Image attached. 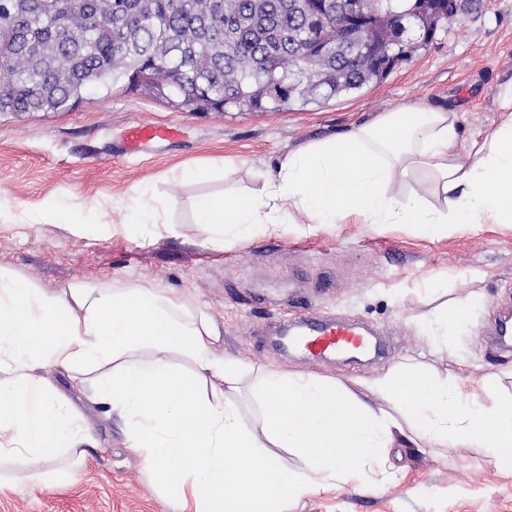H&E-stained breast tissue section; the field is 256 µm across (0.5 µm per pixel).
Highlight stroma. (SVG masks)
<instances>
[{"label":"stroma","mask_w":512,"mask_h":512,"mask_svg":"<svg viewBox=\"0 0 512 512\" xmlns=\"http://www.w3.org/2000/svg\"><path fill=\"white\" fill-rule=\"evenodd\" d=\"M512 81V0H462L456 22L399 63L379 84L303 110L187 112L127 85L103 86L69 112L0 115V270L46 290L73 283H136L191 297L219 326L214 349L257 367L351 383L422 364L451 377L488 376L512 392V352L485 336L499 302L512 298V226L425 232L411 224H285L222 247L194 222L191 203L228 190L251 194L277 158L296 146L347 131L405 105L457 109L463 133L496 119L498 94ZM179 127L158 152L120 156L132 125ZM215 166L210 179H182L188 167ZM172 201L162 224H144L139 195ZM82 210L73 228L54 212ZM479 295L474 321L445 353L448 327L437 310ZM316 311L376 327L383 357L371 362L285 355L272 344L294 317V297ZM57 391L89 429L81 476L66 486L0 489V512H180L127 448L126 426L91 401L90 377L53 370ZM397 474L387 489L376 467L355 482L292 504L289 512H512V476L464 448L390 449Z\"/></svg>","instance_id":"stroma-1"}]
</instances>
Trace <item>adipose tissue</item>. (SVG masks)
Segmentation results:
<instances>
[{
    "label": "adipose tissue",
    "mask_w": 512,
    "mask_h": 512,
    "mask_svg": "<svg viewBox=\"0 0 512 512\" xmlns=\"http://www.w3.org/2000/svg\"><path fill=\"white\" fill-rule=\"evenodd\" d=\"M499 118L462 139L456 109L403 106L281 156L256 195L198 198L194 222L232 244L282 224H414L435 231L512 224V83ZM215 321L192 299L159 288L75 284L52 292L0 274L2 464L51 459L30 474L75 482L86 456L77 410L41 375H92L94 401L126 425L128 448L182 512H287L317 490L347 484L355 464L377 463L398 439L460 445L512 471V395L418 369L389 370L354 388L313 375L254 368L213 349ZM187 362L174 368L173 357ZM224 382L205 393L210 378ZM249 387L260 430L234 393ZM293 449L303 465L280 451Z\"/></svg>",
    "instance_id": "ef3b65f1"
}]
</instances>
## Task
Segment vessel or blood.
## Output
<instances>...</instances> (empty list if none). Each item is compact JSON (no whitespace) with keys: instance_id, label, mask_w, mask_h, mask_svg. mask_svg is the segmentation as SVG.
Returning <instances> with one entry per match:
<instances>
[{"instance_id":"obj_1","label":"vessel or blood","mask_w":512,"mask_h":512,"mask_svg":"<svg viewBox=\"0 0 512 512\" xmlns=\"http://www.w3.org/2000/svg\"><path fill=\"white\" fill-rule=\"evenodd\" d=\"M178 133L175 126L132 127L124 133L122 151L129 156L136 155L149 145L167 141ZM285 345L312 357L325 358L345 350H369L371 342L358 326L328 316H314L305 307L289 326Z\"/></svg>"}]
</instances>
